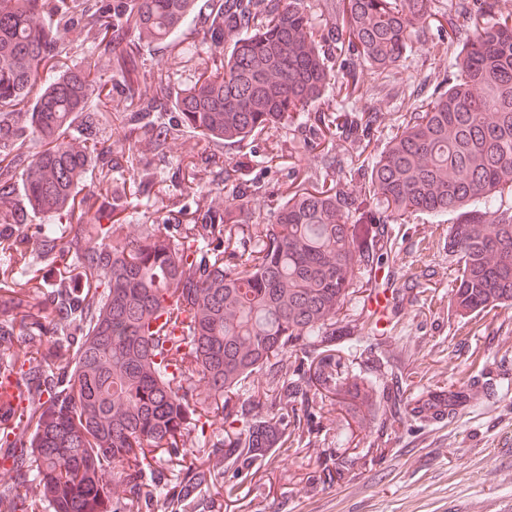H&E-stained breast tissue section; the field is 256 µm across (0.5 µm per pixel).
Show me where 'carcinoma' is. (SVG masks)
<instances>
[{
  "instance_id": "carcinoma-1",
  "label": "carcinoma",
  "mask_w": 512,
  "mask_h": 512,
  "mask_svg": "<svg viewBox=\"0 0 512 512\" xmlns=\"http://www.w3.org/2000/svg\"><path fill=\"white\" fill-rule=\"evenodd\" d=\"M319 2L323 24L307 0H0V385L32 393L13 425L0 395L4 512L23 489L27 512H218L217 477L251 468L286 428L303 432L312 388L348 410L368 401L351 351L336 347V316L355 270L388 256L384 226L413 213L456 217L457 314L512 306V0ZM445 25L433 92L408 88L396 133L365 156L380 115L356 107L364 72L399 86L419 34ZM190 26L208 50L205 76L146 81L143 43L179 51ZM75 32L93 48L78 64ZM331 86L335 106L317 108ZM116 89L129 101L118 150L102 129ZM282 121L311 128V152L355 150L359 188L294 180L277 190L273 221L253 222V157H216ZM188 133L207 143L214 189L231 191L220 203L201 192L178 224L159 216L163 204L132 235L112 172L142 148L193 182L196 163L172 155ZM20 340L38 344L37 360L15 354ZM260 372L273 386L264 403L289 415L238 398ZM479 382L407 398L404 411L452 416ZM214 406L228 425L216 441ZM190 442L207 456L186 460Z\"/></svg>"
}]
</instances>
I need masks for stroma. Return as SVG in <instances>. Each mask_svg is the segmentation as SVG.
<instances>
[{
  "instance_id": "1",
  "label": "stroma",
  "mask_w": 512,
  "mask_h": 512,
  "mask_svg": "<svg viewBox=\"0 0 512 512\" xmlns=\"http://www.w3.org/2000/svg\"><path fill=\"white\" fill-rule=\"evenodd\" d=\"M143 54L145 78L161 69L175 83L193 80L206 57L200 46L171 55L149 45ZM359 105L380 112L381 143L395 133L406 109L402 94L383 89L372 74L365 78ZM310 137L308 128L282 123L248 146H225V163H235L246 151L255 156L250 176L263 192L252 207L260 216H268L273 206V188L288 183L296 170L315 181L323 178L320 158L303 148ZM277 145L286 148V156L262 164ZM138 172L166 185L177 209L193 206L198 189L208 188L212 179L209 171H201L189 187L173 180L169 166L141 158L134 169L113 176L112 196L135 206L142 223L156 199L136 194ZM387 230L388 259L379 269L356 272L357 290L339 312L340 319L353 323L362 354L389 352L395 370L408 374L412 395L456 386L475 375L489 379L492 390L471 391L467 406L452 417L429 424L406 418L387 431L380 428V414L327 410L324 392H317L308 432L286 439L251 469L225 472L217 485L220 512H512V308L461 319L448 305L455 261L446 225L418 214ZM402 277L411 279L414 301L384 320L368 318L367 299ZM370 448L379 449V456L366 458L345 479L324 481L329 460L365 455Z\"/></svg>"
}]
</instances>
